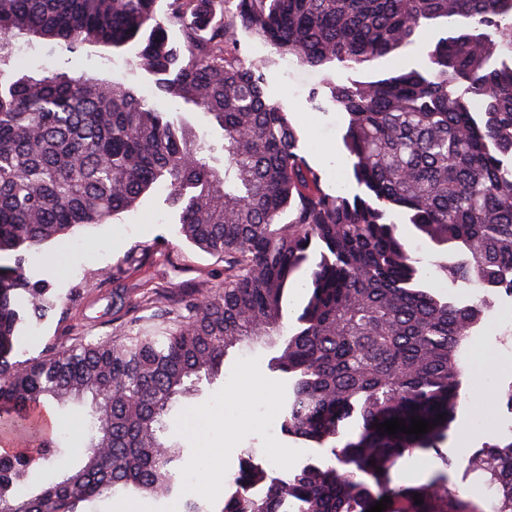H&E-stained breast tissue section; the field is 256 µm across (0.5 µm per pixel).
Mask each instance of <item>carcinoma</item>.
I'll return each mask as SVG.
<instances>
[{"instance_id":"carcinoma-1","label":"carcinoma","mask_w":512,"mask_h":512,"mask_svg":"<svg viewBox=\"0 0 512 512\" xmlns=\"http://www.w3.org/2000/svg\"><path fill=\"white\" fill-rule=\"evenodd\" d=\"M158 2L0 0V429L39 441L35 456L0 453V505L112 512L173 495L187 448L163 434L180 424L177 396L218 374L233 345L277 335L281 432L317 455L277 471L246 449L222 512H367L384 497L383 512H487L441 473L404 487L392 469L447 440L461 354L486 312L483 296L450 301L433 279L512 296V0ZM436 21L449 35L427 47L425 68L328 79L366 192L324 189L238 30L310 67L357 71ZM30 36L72 53L130 48L128 64L159 97L201 110L222 142L120 82L21 73L11 45ZM156 185L185 242L224 255V285L183 295L176 328L18 360L25 321L55 304L25 258L5 256L113 220ZM404 223L433 245L434 273L407 248ZM299 287L307 296L287 328L283 306ZM87 393L96 411L84 465L20 496L33 464L61 453L42 435L47 408ZM413 417L427 433L376 428ZM467 469L484 475L494 512H512V440L477 450Z\"/></svg>"}]
</instances>
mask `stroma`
Instances as JSON below:
<instances>
[{"label": "stroma", "mask_w": 512, "mask_h": 512, "mask_svg": "<svg viewBox=\"0 0 512 512\" xmlns=\"http://www.w3.org/2000/svg\"><path fill=\"white\" fill-rule=\"evenodd\" d=\"M445 34L444 26H430L415 45L373 61L357 72L337 71L336 77L343 83L350 78L360 80L397 70L423 69L426 45ZM239 39L247 58L265 61V92L292 112L307 158L320 170L325 185L332 189L341 185L348 193H358L351 165H337L322 151L323 145L341 143L348 123L346 114L332 103L322 72L296 58L279 56L248 33H240ZM12 50L26 72L64 70L73 76L89 74L124 82L147 101L159 100L151 78L131 71L126 53L97 47L63 53L47 40L33 44L19 40ZM162 103L166 111L183 116L199 136L213 142L220 140L219 127L193 106L177 99ZM166 197L164 187H155L137 209L121 214L119 219L85 228L72 241H54L43 246L40 253L27 255L26 268L44 280L58 299L57 308L36 325L33 342L27 347L28 357L40 356L52 343L67 346L84 337L128 336L141 329L176 324L182 295L202 297L223 285V256L184 242ZM490 302L491 317L485 318L482 328L467 344L473 352L471 366L478 377L462 382L463 408L450 427L447 441L439 451H416L400 459L392 471L395 484L419 485L443 471L449 488L479 494L481 484L476 474L461 464L444 468L441 456H457V433L464 426L471 430L469 448L473 451L512 437V412L496 399L500 390L512 384V299L494 295ZM280 353L277 345L232 347L216 380L201 383L196 395L179 399L176 410L198 414L205 429L201 435H184L188 461L199 460L202 447L217 449L228 478L238 470L244 450L250 447L255 448L259 462L268 467L273 466L279 454L287 455L292 467L305 461L308 449L281 433L278 404L260 397L235 395L239 371L246 363L268 387L278 388L281 374L270 370L268 364Z\"/></svg>", "instance_id": "obj_1"}]
</instances>
